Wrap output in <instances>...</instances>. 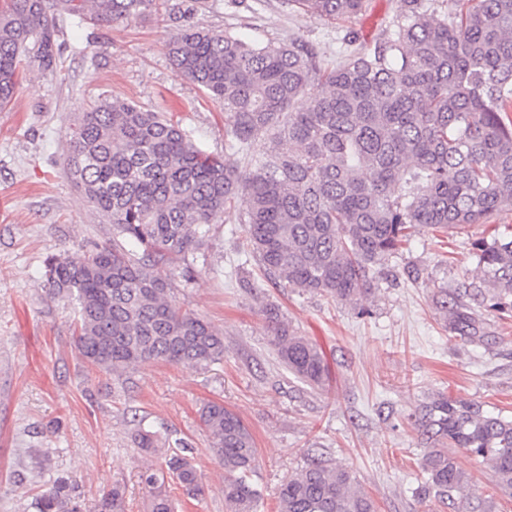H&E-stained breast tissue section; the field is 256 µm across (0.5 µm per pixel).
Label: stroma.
Masks as SVG:
<instances>
[{
  "mask_svg": "<svg viewBox=\"0 0 512 512\" xmlns=\"http://www.w3.org/2000/svg\"><path fill=\"white\" fill-rule=\"evenodd\" d=\"M60 65L45 70L23 57L14 101L0 110V512H37L35 499L64 475L75 480L84 512H97L112 484L125 488L126 512H147L139 474L161 466L164 452L190 448L205 494L187 499L177 480L168 491L177 512H224V471L198 421L219 401L252 431L260 493L257 512H277L276 489L322 455L350 469L377 512H452L421 497L419 433L409 419L427 395L443 392L512 416V316L475 304L489 336L481 344L450 338L435 301L472 280V243L512 226V210L448 233L420 232L355 303L284 288L249 259L236 211H227L203 248L206 262L176 266L178 304L224 335V360L209 369L146 363L120 378L99 372L78 352L72 306L51 299L45 260L111 244L112 227L92 212L65 172L79 112L125 100L163 113L202 149L239 164L227 146L224 108L176 76L168 41L188 24L231 29L262 42L313 43L326 63L351 32L368 40L390 27L402 0H367L358 16L327 21L292 0H157L151 16L117 23L59 13ZM323 352L325 391L288 374L269 343L263 307ZM156 432L162 451L138 453V429ZM457 462L482 512H512L492 470L465 452Z\"/></svg>",
  "mask_w": 512,
  "mask_h": 512,
  "instance_id": "stroma-1",
  "label": "stroma"
}]
</instances>
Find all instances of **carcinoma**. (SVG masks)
<instances>
[{"label":"carcinoma","mask_w":512,"mask_h":512,"mask_svg":"<svg viewBox=\"0 0 512 512\" xmlns=\"http://www.w3.org/2000/svg\"><path fill=\"white\" fill-rule=\"evenodd\" d=\"M328 20L361 13L366 0H292ZM155 0H60L63 13L102 23L151 15ZM59 29L43 0H8L0 10V109L19 85L21 54L33 43L44 68L58 67ZM176 75L224 106L226 133L244 170L207 154L182 126L120 100L79 113L66 172L115 230L112 245L51 256L53 299L74 306L76 344L93 367L122 376L148 362L206 370L224 360V336L183 310L166 270L198 253L224 212L238 209L250 253L270 278L303 292L352 302L402 252L419 228L480 224L512 207V0H404L393 25L370 41L350 36L334 64L305 43L249 42L230 30L188 26L171 36ZM313 94L305 110L294 103ZM263 139L266 149L250 153ZM473 297L488 312L512 311V234L474 240ZM454 338L487 336L460 294L440 301ZM278 361L313 390L325 386L324 354L266 307ZM423 443L425 494L464 508L469 475L455 453L488 464L512 498V416L437 393L409 415ZM211 452L224 469L225 512H256L250 482L258 449L241 417L220 402L200 410ZM137 448L160 447L140 429ZM203 494L192 460L176 452L144 468L149 512H174L166 479ZM99 512H124L115 485ZM278 512H375L352 472L311 460L277 489ZM38 512H80L74 483L59 477Z\"/></svg>","instance_id":"1"}]
</instances>
